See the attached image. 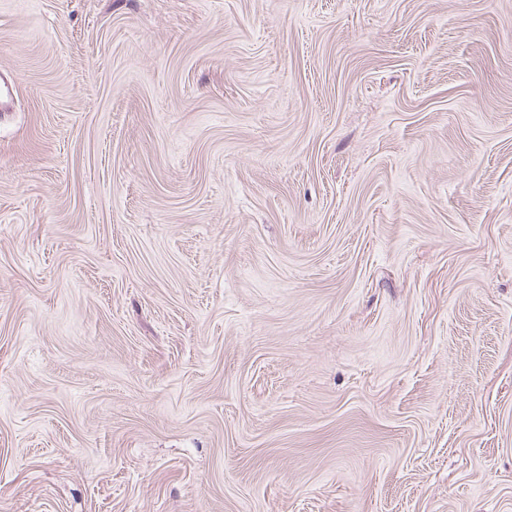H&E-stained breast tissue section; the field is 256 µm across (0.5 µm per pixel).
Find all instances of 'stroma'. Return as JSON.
<instances>
[{
	"label": "stroma",
	"mask_w": 512,
	"mask_h": 512,
	"mask_svg": "<svg viewBox=\"0 0 512 512\" xmlns=\"http://www.w3.org/2000/svg\"><path fill=\"white\" fill-rule=\"evenodd\" d=\"M0 512H512V0H0Z\"/></svg>",
	"instance_id": "obj_1"
}]
</instances>
